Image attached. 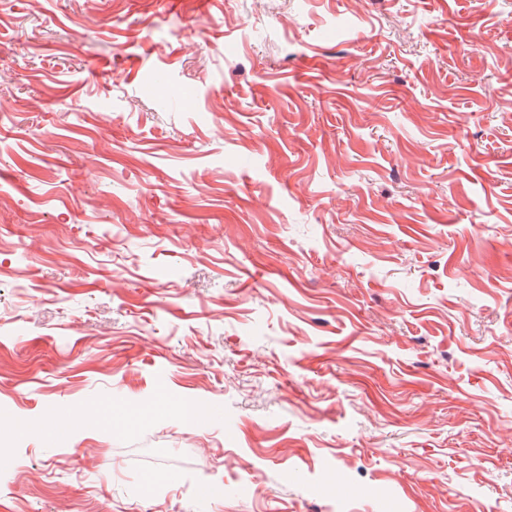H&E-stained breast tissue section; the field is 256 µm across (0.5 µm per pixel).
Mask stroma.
Segmentation results:
<instances>
[{"mask_svg": "<svg viewBox=\"0 0 512 512\" xmlns=\"http://www.w3.org/2000/svg\"><path fill=\"white\" fill-rule=\"evenodd\" d=\"M1 413L0 512H512V0H0Z\"/></svg>", "mask_w": 512, "mask_h": 512, "instance_id": "35a3bbf8", "label": "stroma"}]
</instances>
